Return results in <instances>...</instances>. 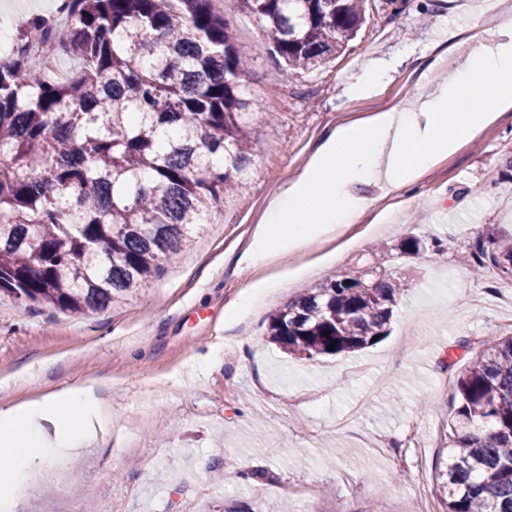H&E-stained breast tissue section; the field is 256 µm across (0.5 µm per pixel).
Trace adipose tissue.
I'll list each match as a JSON object with an SVG mask.
<instances>
[{"label":"adipose tissue","mask_w":512,"mask_h":512,"mask_svg":"<svg viewBox=\"0 0 512 512\" xmlns=\"http://www.w3.org/2000/svg\"><path fill=\"white\" fill-rule=\"evenodd\" d=\"M426 73L433 89L417 107L337 126L316 144L306 167L271 200L243 256L248 266L299 252L359 220L370 202L353 193L356 183L382 182L390 195L417 190L442 158L512 112V22L480 40L451 77H439L432 64ZM104 430V407L91 385L0 410V484H45L46 466L19 469L15 460L38 448L56 464L83 458Z\"/></svg>","instance_id":"obj_1"}]
</instances>
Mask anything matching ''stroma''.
<instances>
[{
  "label": "stroma",
  "instance_id": "obj_1",
  "mask_svg": "<svg viewBox=\"0 0 512 512\" xmlns=\"http://www.w3.org/2000/svg\"><path fill=\"white\" fill-rule=\"evenodd\" d=\"M251 65L261 143L237 192L163 275L86 313L0 297V409L105 378L106 432L61 481L13 495L9 512H374L421 488L441 512L436 470L448 460L455 380L473 356L465 339L512 333V279L477 277L458 256L483 233H512V112L425 174L417 192L354 185L371 209L334 238L253 268L241 263L272 195L307 164L336 124L424 94L435 46L454 45L440 74L463 65L485 35L479 0H396L368 12L328 66L279 72L256 19L213 0ZM395 60L380 91L346 88L367 58ZM444 251L398 256L406 236ZM378 253L405 285L389 336L362 351L314 360L283 354L270 316L329 276ZM274 280L262 302H237Z\"/></svg>",
  "mask_w": 512,
  "mask_h": 512
}]
</instances>
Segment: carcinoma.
<instances>
[{
    "instance_id": "carcinoma-1",
    "label": "carcinoma",
    "mask_w": 512,
    "mask_h": 512,
    "mask_svg": "<svg viewBox=\"0 0 512 512\" xmlns=\"http://www.w3.org/2000/svg\"><path fill=\"white\" fill-rule=\"evenodd\" d=\"M70 2L63 44L33 15L0 58V293L84 313L160 277L210 223L258 148V101L212 0ZM233 2L287 71L326 66L366 21V0ZM47 53L81 68L48 76ZM424 249L418 237L398 245L406 256ZM467 261L478 277L512 279V237H478ZM403 288L375 265L334 275L274 313L268 340L309 360L368 348ZM456 394L436 473L443 512H512V334L479 342Z\"/></svg>"
}]
</instances>
